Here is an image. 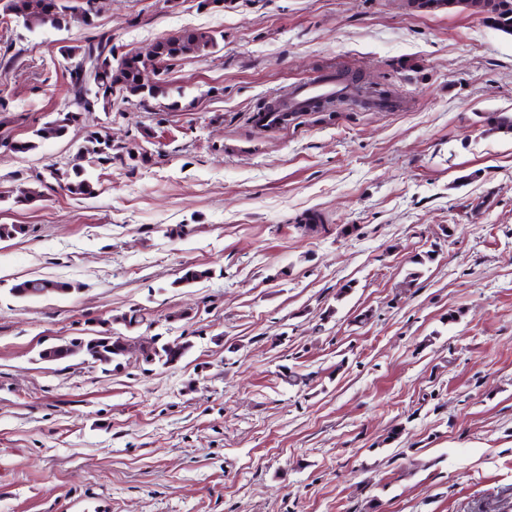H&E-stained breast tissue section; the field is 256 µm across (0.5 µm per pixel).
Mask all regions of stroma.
Returning <instances> with one entry per match:
<instances>
[{
    "mask_svg": "<svg viewBox=\"0 0 512 512\" xmlns=\"http://www.w3.org/2000/svg\"><path fill=\"white\" fill-rule=\"evenodd\" d=\"M408 0H108L86 26L0 19V512H512V36ZM182 95L87 114L62 45L182 30ZM400 98L288 127L253 112L336 69ZM119 146L71 167L86 129ZM149 161L131 168L128 152ZM38 190L16 202L15 189ZM314 211L321 222L305 227ZM208 271L181 282L183 269ZM71 283L18 298L12 285ZM141 314L139 324L123 318ZM120 336L119 364L42 349ZM186 343L144 364L142 343ZM54 168V165H52ZM84 168L80 165H73L71 169L54 168L51 170V177L58 183L65 182L66 189L72 194L91 193L92 186L87 179L82 178Z\"/></svg>",
    "mask_w": 512,
    "mask_h": 512,
    "instance_id": "stroma-1",
    "label": "stroma"
}]
</instances>
